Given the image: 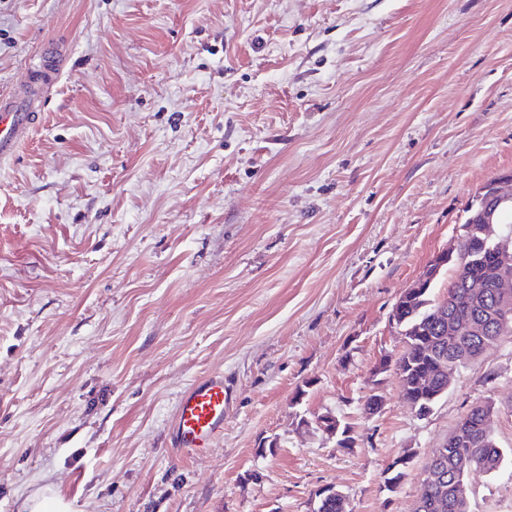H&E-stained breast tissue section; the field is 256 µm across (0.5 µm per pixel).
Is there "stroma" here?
Here are the masks:
<instances>
[{"mask_svg": "<svg viewBox=\"0 0 512 512\" xmlns=\"http://www.w3.org/2000/svg\"><path fill=\"white\" fill-rule=\"evenodd\" d=\"M58 41L0 160V512L49 482L78 512H309L325 485L414 512L478 400L512 448V336L425 417L374 372L399 295L512 170V0H0V94ZM215 372L224 434L181 455L178 399ZM471 512H512V457Z\"/></svg>", "mask_w": 512, "mask_h": 512, "instance_id": "35a3bbf8", "label": "stroma"}]
</instances>
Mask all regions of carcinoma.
Returning <instances> with one entry per match:
<instances>
[{"label": "carcinoma", "instance_id": "obj_1", "mask_svg": "<svg viewBox=\"0 0 512 512\" xmlns=\"http://www.w3.org/2000/svg\"><path fill=\"white\" fill-rule=\"evenodd\" d=\"M465 213L461 228L462 235L469 240L470 252L448 260V265L455 272L448 285V295L438 299L432 295L433 284L419 281L399 297L401 311L397 314L395 328L403 336L404 346L397 369L403 373L400 386L413 393L417 392L416 380L420 375L430 372L437 377L449 367L460 369L466 366L448 354V337L437 330L440 317L512 315V296H503L494 288L502 272L488 250L490 245L497 244L512 252V231L504 235L498 233L497 224L485 223L477 205L467 207ZM467 274L485 279L489 287L479 296H467L468 289L463 287V278ZM503 336H512V323L502 330H487L475 341L477 352L483 355L496 348ZM494 408L496 404L490 400L478 401L459 419L456 427L462 428L464 434L455 444L444 448L448 474L434 489L430 507L424 512H453L451 503L457 496L456 487L459 485L455 481L457 459L465 457L470 462L471 471L464 474L466 482L486 476L504 460V449L499 446L495 434L481 427V413Z\"/></svg>", "mask_w": 512, "mask_h": 512}]
</instances>
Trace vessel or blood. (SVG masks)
<instances>
[{"mask_svg": "<svg viewBox=\"0 0 512 512\" xmlns=\"http://www.w3.org/2000/svg\"><path fill=\"white\" fill-rule=\"evenodd\" d=\"M51 76V69L43 68L25 79L22 92L0 95V159L12 158L28 139L43 104L42 84ZM224 400V377L219 373L184 391L172 425L174 448L187 455L211 448L224 433Z\"/></svg>", "mask_w": 512, "mask_h": 512, "instance_id": "obj_1", "label": "vessel or blood"}]
</instances>
